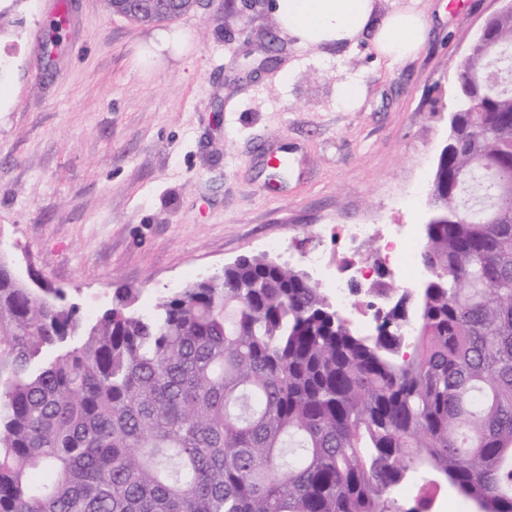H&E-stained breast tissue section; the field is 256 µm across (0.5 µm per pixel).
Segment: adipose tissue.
<instances>
[{
	"instance_id": "1",
	"label": "adipose tissue",
	"mask_w": 512,
	"mask_h": 512,
	"mask_svg": "<svg viewBox=\"0 0 512 512\" xmlns=\"http://www.w3.org/2000/svg\"><path fill=\"white\" fill-rule=\"evenodd\" d=\"M374 0H277L275 16L281 29L301 45L319 47L353 41L371 32L378 55L395 62L423 45L426 20L411 7L397 9L379 25L370 22Z\"/></svg>"
}]
</instances>
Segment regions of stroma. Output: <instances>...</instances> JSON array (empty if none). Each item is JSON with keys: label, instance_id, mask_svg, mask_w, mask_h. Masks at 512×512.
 <instances>
[{"label": "stroma", "instance_id": "obj_1", "mask_svg": "<svg viewBox=\"0 0 512 512\" xmlns=\"http://www.w3.org/2000/svg\"><path fill=\"white\" fill-rule=\"evenodd\" d=\"M61 2L48 58L40 38ZM412 3L425 43L392 63L368 33L300 45L271 0L150 26L106 0H0V260L30 266L91 320L117 284L147 309L270 241L304 270L310 249L343 256L338 225L426 224L427 197L404 201L446 143L465 39L501 2L374 0L372 20ZM163 31L183 36L182 53L144 67ZM272 34L283 50L263 69ZM351 80L366 95L348 111L336 95Z\"/></svg>", "mask_w": 512, "mask_h": 512}]
</instances>
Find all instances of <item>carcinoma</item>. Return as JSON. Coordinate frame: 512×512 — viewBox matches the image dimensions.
I'll return each mask as SVG.
<instances>
[{
	"label": "carcinoma",
	"mask_w": 512,
	"mask_h": 512,
	"mask_svg": "<svg viewBox=\"0 0 512 512\" xmlns=\"http://www.w3.org/2000/svg\"><path fill=\"white\" fill-rule=\"evenodd\" d=\"M487 38L455 72L418 257L434 274L366 289L373 336L266 254L148 310L120 286L88 325L0 261V512H429L389 497L418 467L512 512V87L472 80L512 75V15Z\"/></svg>",
	"instance_id": "obj_1"
}]
</instances>
